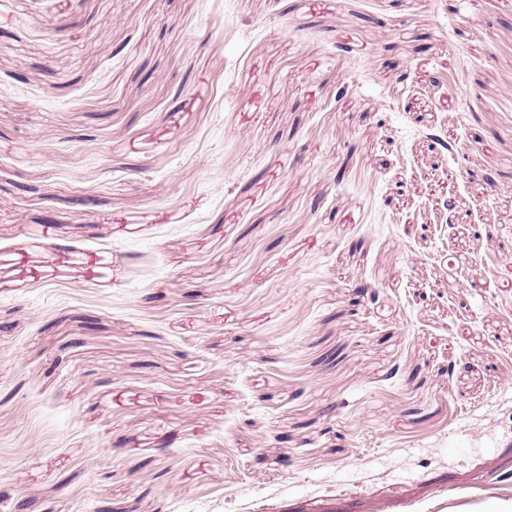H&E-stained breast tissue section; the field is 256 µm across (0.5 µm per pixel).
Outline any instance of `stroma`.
Wrapping results in <instances>:
<instances>
[{"label": "stroma", "instance_id": "stroma-1", "mask_svg": "<svg viewBox=\"0 0 512 512\" xmlns=\"http://www.w3.org/2000/svg\"><path fill=\"white\" fill-rule=\"evenodd\" d=\"M488 491L512 0H0V512Z\"/></svg>", "mask_w": 512, "mask_h": 512}]
</instances>
